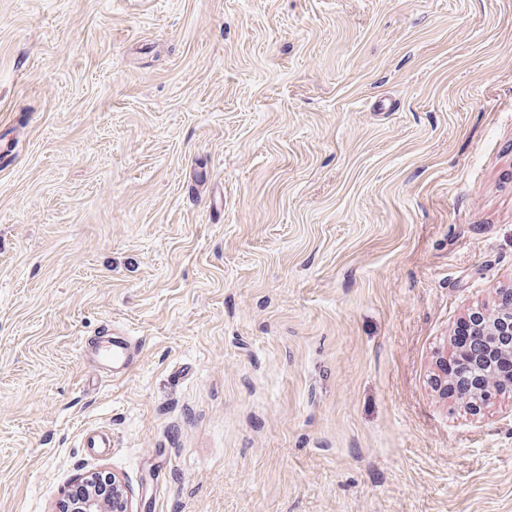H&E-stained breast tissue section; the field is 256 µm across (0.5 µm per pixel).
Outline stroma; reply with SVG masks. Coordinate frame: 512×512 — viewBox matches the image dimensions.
I'll return each mask as SVG.
<instances>
[{
    "instance_id": "1",
    "label": "stroma",
    "mask_w": 512,
    "mask_h": 512,
    "mask_svg": "<svg viewBox=\"0 0 512 512\" xmlns=\"http://www.w3.org/2000/svg\"><path fill=\"white\" fill-rule=\"evenodd\" d=\"M0 149V512H512V0H0ZM506 312L507 314H503ZM477 322L480 325L477 327L480 341L487 337L499 336L504 343L509 342L510 348H507L508 356L512 358V306L503 309L501 312L497 311L492 317H487L482 313L477 315ZM98 334H102L101 340L93 347H87L86 342L79 348V354L84 359L89 356L94 367L112 379L125 376L133 367L138 357L135 344L115 322L105 324ZM437 374L433 376L435 388L443 395L448 397V386L455 391L461 392L463 381L458 379L451 365L448 364V353L441 351L436 359ZM473 363L471 364V380L474 384L475 392H467L465 398L480 396L483 392L487 391V389L491 386H495L494 382V370L484 363L482 358L474 359L471 358ZM480 390V391H479ZM112 480V496L105 498L99 495V475L92 474L84 478L82 491L76 498L72 512H129L128 502L124 496L120 482Z\"/></svg>"
}]
</instances>
